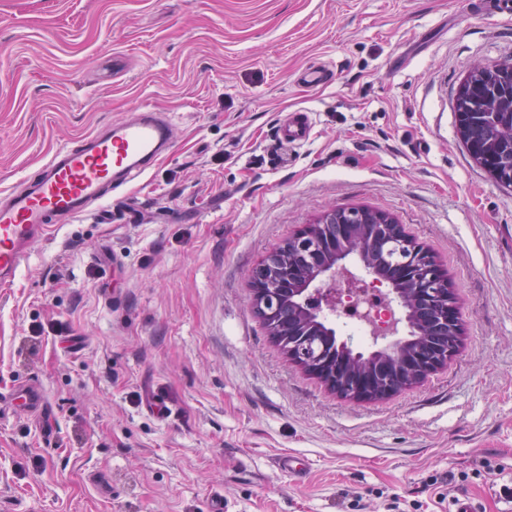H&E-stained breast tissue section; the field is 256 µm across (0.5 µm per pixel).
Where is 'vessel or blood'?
<instances>
[{"label": "vessel or blood", "mask_w": 512, "mask_h": 512, "mask_svg": "<svg viewBox=\"0 0 512 512\" xmlns=\"http://www.w3.org/2000/svg\"><path fill=\"white\" fill-rule=\"evenodd\" d=\"M312 129L311 112L297 110L283 120L277 139L284 149L300 145ZM173 144L172 124L147 104L56 149L35 176L0 196V284L15 280L34 241L97 210L113 191L151 170ZM13 399L18 410L33 416L46 405L35 383L19 387Z\"/></svg>", "instance_id": "obj_1"}]
</instances>
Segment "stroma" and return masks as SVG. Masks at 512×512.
<instances>
[{
	"mask_svg": "<svg viewBox=\"0 0 512 512\" xmlns=\"http://www.w3.org/2000/svg\"><path fill=\"white\" fill-rule=\"evenodd\" d=\"M512 61L486 0H0V194L149 104L175 142L0 286V512H512V188L462 145L454 97ZM326 86L297 81L312 65ZM303 146L275 158L289 112ZM401 224L447 271L448 364L351 402L269 336L250 278L336 208ZM308 464L296 481L276 461ZM313 129L312 113L297 110L288 113L278 128L277 139L281 149L300 145L310 139ZM18 410L27 415H40L46 405L43 389L36 383H27L19 387L13 394Z\"/></svg>",
	"mask_w": 512,
	"mask_h": 512,
	"instance_id": "35a3bbf8",
	"label": "stroma"
}]
</instances>
